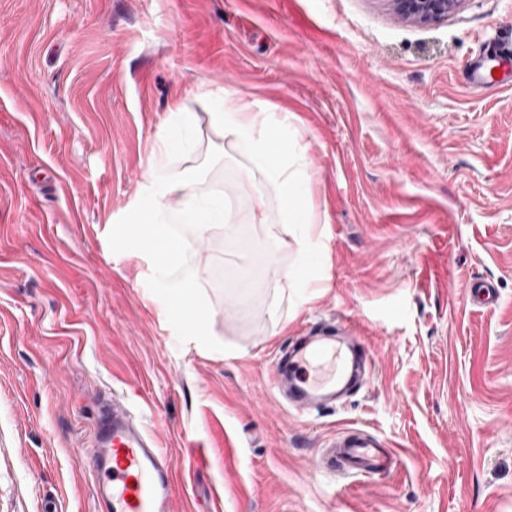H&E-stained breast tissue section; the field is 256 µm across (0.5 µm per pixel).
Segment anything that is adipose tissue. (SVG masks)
<instances>
[{"label":"adipose tissue","instance_id":"ef3b65f1","mask_svg":"<svg viewBox=\"0 0 512 512\" xmlns=\"http://www.w3.org/2000/svg\"><path fill=\"white\" fill-rule=\"evenodd\" d=\"M197 97L210 107L211 127L251 163L253 170L244 173V180H251L253 172L262 173L279 194L283 223L300 228L303 262L294 268L292 277L303 278L307 263L318 255V245L311 235V176L297 163L305 148L297 140L298 131L289 115L260 117L257 102L206 82L198 87ZM171 114L170 129L161 137L146 172L144 204L134 213L131 223L125 225L124 232L133 246H164L165 258L155 265L154 275L173 300L177 319L186 325L190 335L199 337L208 333L211 310L198 286L202 271L189 268L186 240L175 227L187 224L201 235L220 224L228 236L234 235L236 227L226 193L198 192V177L193 170L170 168L172 149L183 141L195 121L194 113L178 104Z\"/></svg>","mask_w":512,"mask_h":512}]
</instances>
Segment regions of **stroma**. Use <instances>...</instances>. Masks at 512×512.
Listing matches in <instances>:
<instances>
[{
    "label": "stroma",
    "mask_w": 512,
    "mask_h": 512,
    "mask_svg": "<svg viewBox=\"0 0 512 512\" xmlns=\"http://www.w3.org/2000/svg\"><path fill=\"white\" fill-rule=\"evenodd\" d=\"M512 44V0L437 22L387 0H0V512H92L78 451L120 399L175 464L177 512H512V75L464 77ZM294 114L319 255L306 287L277 191L241 181L200 82ZM170 159L269 221L196 245L213 319L197 343L154 258L120 233L169 111ZM491 279L495 304L468 287ZM352 318L367 384L298 411L279 349ZM384 439L382 475L315 465L341 429Z\"/></svg>",
    "instance_id": "obj_1"
}]
</instances>
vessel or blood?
<instances>
[{
    "mask_svg": "<svg viewBox=\"0 0 512 512\" xmlns=\"http://www.w3.org/2000/svg\"><path fill=\"white\" fill-rule=\"evenodd\" d=\"M372 369L354 322L343 319L327 332L310 330L291 342L277 361L272 384L294 408H333L366 383ZM393 457L377 437L345 429L332 440L323 464L367 475L387 470ZM83 466L93 483L95 512H175L172 458L127 406L101 407Z\"/></svg>",
    "mask_w": 512,
    "mask_h": 512,
    "instance_id": "1",
    "label": "vessel or blood"
}]
</instances>
